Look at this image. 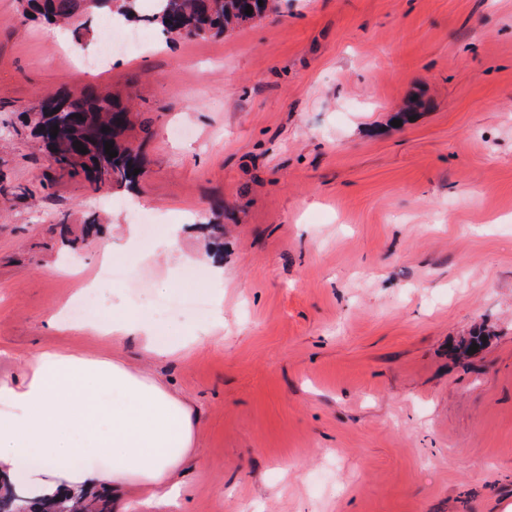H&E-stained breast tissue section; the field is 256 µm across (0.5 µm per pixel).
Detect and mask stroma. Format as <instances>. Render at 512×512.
Listing matches in <instances>:
<instances>
[{"label": "stroma", "instance_id": "obj_1", "mask_svg": "<svg viewBox=\"0 0 512 512\" xmlns=\"http://www.w3.org/2000/svg\"><path fill=\"white\" fill-rule=\"evenodd\" d=\"M19 11L0 0V375L52 343L166 385L195 427L173 512H504L512 0H279L90 73L73 60L99 20L82 46ZM61 87L131 102L136 185L94 189L35 146L23 114ZM63 218L106 230L65 243ZM135 247L120 306L200 294L168 322L188 349L47 326Z\"/></svg>", "mask_w": 512, "mask_h": 512}]
</instances>
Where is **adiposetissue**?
Instances as JSON below:
<instances>
[{
    "instance_id": "ef3b65f1",
    "label": "adipose tissue",
    "mask_w": 512,
    "mask_h": 512,
    "mask_svg": "<svg viewBox=\"0 0 512 512\" xmlns=\"http://www.w3.org/2000/svg\"><path fill=\"white\" fill-rule=\"evenodd\" d=\"M101 336H141L156 353L153 327L141 314L116 310ZM190 407L167 388L118 361L76 356L43 346L23 379L0 375V479L28 500L66 497L79 486L133 495L167 512L183 487L193 449Z\"/></svg>"
}]
</instances>
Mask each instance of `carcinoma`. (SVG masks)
Returning a JSON list of instances; mask_svg holds the SVG:
<instances>
[{
    "mask_svg": "<svg viewBox=\"0 0 512 512\" xmlns=\"http://www.w3.org/2000/svg\"><path fill=\"white\" fill-rule=\"evenodd\" d=\"M104 0H20L22 16L47 22L68 23L88 16ZM140 0H123L122 16L133 15L135 22H147L165 36L207 37L247 24L275 7V0H156L150 14L139 11ZM253 10L248 15L246 9ZM57 136H52L53 126ZM131 125L130 112L120 101L109 96L85 94L75 97L60 88L27 110L26 126L41 145L55 154L57 169L71 176L83 177L100 190L114 184H134L145 174V160L140 148L126 137ZM107 131H102V128ZM87 152L77 150L76 142ZM113 144L112 180L105 181L99 163L106 154L105 143ZM139 170L133 174V170ZM50 507L58 512H111L104 493L91 499L79 493L64 503Z\"/></svg>",
    "mask_w": 512,
    "mask_h": 512,
    "instance_id": "cac0c4a2",
    "label": "carcinoma"
}]
</instances>
